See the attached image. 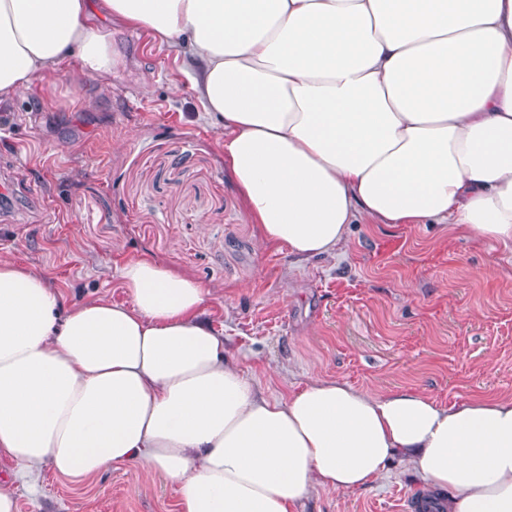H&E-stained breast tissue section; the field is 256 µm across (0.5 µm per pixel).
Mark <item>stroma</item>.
I'll use <instances>...</instances> for the list:
<instances>
[{"label": "stroma", "mask_w": 512, "mask_h": 512, "mask_svg": "<svg viewBox=\"0 0 512 512\" xmlns=\"http://www.w3.org/2000/svg\"><path fill=\"white\" fill-rule=\"evenodd\" d=\"M91 21L120 57L110 83L73 62L0 104L1 258L72 300L127 302L119 271L142 258L215 287L205 321L271 398L312 375L446 405L512 397V255L439 225L361 220L333 257L261 246L181 52ZM419 492L395 456L377 484L315 492L307 512H415ZM16 494L18 512H180L175 485L127 465L80 482L47 468Z\"/></svg>", "instance_id": "obj_1"}]
</instances>
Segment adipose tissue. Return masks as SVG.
Masks as SVG:
<instances>
[{
  "label": "adipose tissue",
  "mask_w": 512,
  "mask_h": 512,
  "mask_svg": "<svg viewBox=\"0 0 512 512\" xmlns=\"http://www.w3.org/2000/svg\"><path fill=\"white\" fill-rule=\"evenodd\" d=\"M183 50L261 245L335 256L351 224H446L512 250V0H0V102L69 59L111 78L92 11ZM79 301L0 259V458L162 474L180 512H303L394 454L443 512H512V398L444 405L312 376L266 398L150 259Z\"/></svg>",
  "instance_id": "1"
}]
</instances>
